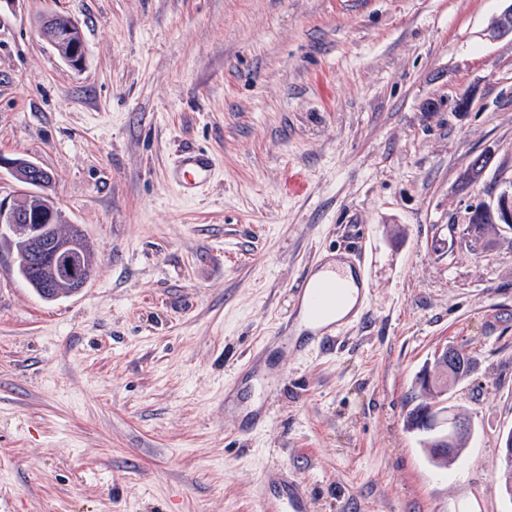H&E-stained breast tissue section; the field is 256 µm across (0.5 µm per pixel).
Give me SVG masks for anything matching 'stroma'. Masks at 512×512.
Listing matches in <instances>:
<instances>
[{"label": "stroma", "mask_w": 512, "mask_h": 512, "mask_svg": "<svg viewBox=\"0 0 512 512\" xmlns=\"http://www.w3.org/2000/svg\"><path fill=\"white\" fill-rule=\"evenodd\" d=\"M506 0H17L0 14V155L47 169L95 251L42 301L0 251V512H260L281 468L311 512H512V231H467L512 181ZM75 18L70 66L39 35ZM470 95L459 112L455 103ZM216 172L198 195L184 147ZM491 161L478 183L461 176ZM366 252L333 350L283 354L262 426L224 387L320 253ZM475 432L458 469L404 426L434 352ZM215 163L205 152L182 151L176 160L175 175L178 184L187 194H193L206 185L212 175Z\"/></svg>", "instance_id": "35a3bbf8"}]
</instances>
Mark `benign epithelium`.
I'll return each mask as SVG.
<instances>
[{
    "instance_id": "1",
    "label": "benign epithelium",
    "mask_w": 512,
    "mask_h": 512,
    "mask_svg": "<svg viewBox=\"0 0 512 512\" xmlns=\"http://www.w3.org/2000/svg\"><path fill=\"white\" fill-rule=\"evenodd\" d=\"M76 27L77 22L72 17L57 13L43 16L38 25L41 37L74 66L80 65L85 56L83 43L70 39ZM489 36L493 39L512 37V3L493 20ZM2 168L26 186L12 205L0 203V240L7 238L19 243L18 248L11 250L16 265L38 275L45 291L57 297L82 291L87 286V280L80 274L86 240L59 233L64 219L49 193L51 176L42 166L23 158L0 155ZM486 170L487 156L479 155L463 173L462 180H477ZM471 214L480 224H502L512 231V182L499 193L495 204L474 206ZM465 364L460 349L453 346L439 349L417 373L414 387L422 391L432 388L439 384L440 376ZM439 392V399L420 412V416L434 430L435 448L442 457L452 450L458 436L472 435L473 427L468 420L448 418V387L440 388Z\"/></svg>"
}]
</instances>
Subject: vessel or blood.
<instances>
[{"label": "vessel or blood", "mask_w": 512, "mask_h": 512, "mask_svg": "<svg viewBox=\"0 0 512 512\" xmlns=\"http://www.w3.org/2000/svg\"><path fill=\"white\" fill-rule=\"evenodd\" d=\"M215 163L205 152L187 150L176 160L175 173L178 184L191 194L206 185ZM371 290L365 260H357L352 268L327 267L317 264L298 281L292 294V313L273 336L255 348L252 358L237 381L227 386V394H235L240 383L257 389L259 401L251 410L252 420H261L266 414L265 403L273 392L276 364L268 349L298 350L301 348L324 349L334 342L336 334L346 324L336 315L338 305L348 297L363 300ZM310 497L306 485L284 472L267 473L262 487L261 512H309Z\"/></svg>", "instance_id": "vessel-or-blood-1"}]
</instances>
